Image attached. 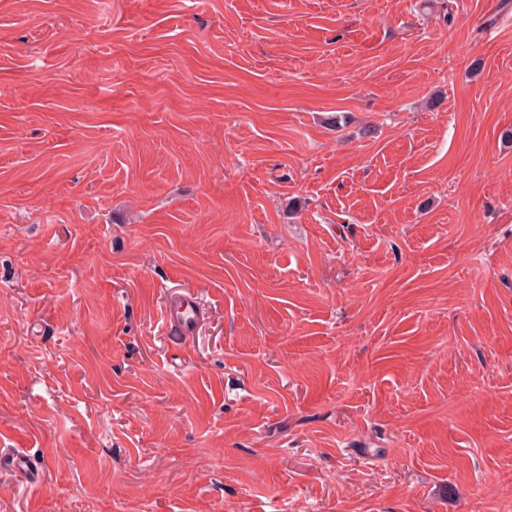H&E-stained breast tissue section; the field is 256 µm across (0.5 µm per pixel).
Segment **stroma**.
I'll return each instance as SVG.
<instances>
[{
	"mask_svg": "<svg viewBox=\"0 0 512 512\" xmlns=\"http://www.w3.org/2000/svg\"><path fill=\"white\" fill-rule=\"evenodd\" d=\"M508 127L512 0H0V512H512ZM201 297L191 290L171 291L161 312V335L181 341L191 340L204 320ZM24 477L30 483L40 482L42 479V470L34 463L32 456L26 452L14 451L10 453L4 462L0 457V475L3 469Z\"/></svg>",
	"mask_w": 512,
	"mask_h": 512,
	"instance_id": "35a3bbf8",
	"label": "stroma"
}]
</instances>
